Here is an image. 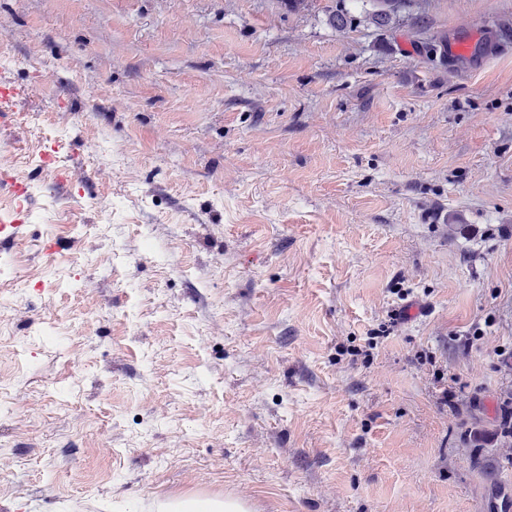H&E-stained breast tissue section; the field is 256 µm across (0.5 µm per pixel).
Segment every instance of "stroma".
<instances>
[{
    "label": "stroma",
    "mask_w": 512,
    "mask_h": 512,
    "mask_svg": "<svg viewBox=\"0 0 512 512\" xmlns=\"http://www.w3.org/2000/svg\"><path fill=\"white\" fill-rule=\"evenodd\" d=\"M363 13L0 0V84L26 90L0 164L31 210L0 248L10 512L512 507L463 438L512 350V0ZM489 25L480 69L424 51ZM161 512H247L246 503L234 497L224 499L200 494L185 499H169L160 505Z\"/></svg>",
    "instance_id": "obj_1"
}]
</instances>
